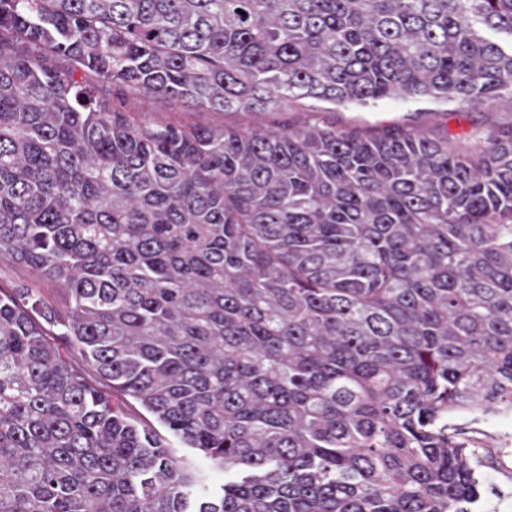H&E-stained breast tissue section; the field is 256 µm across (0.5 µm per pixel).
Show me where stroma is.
<instances>
[{"label": "stroma", "instance_id": "obj_1", "mask_svg": "<svg viewBox=\"0 0 512 512\" xmlns=\"http://www.w3.org/2000/svg\"><path fill=\"white\" fill-rule=\"evenodd\" d=\"M103 91L122 102L138 118L186 125L243 127L257 123H294L312 117L340 127L355 125L372 131L394 125L427 131L445 127L453 134L481 136L490 130L512 128V109L493 106L461 108L453 103L389 100L366 106H333L307 101L259 116L250 112H210L190 103L134 94L115 85L104 86ZM448 426L460 440L477 448L476 468L487 490L485 512H512V447L506 444L512 436V411L502 409L478 421L457 413L449 417Z\"/></svg>", "mask_w": 512, "mask_h": 512}]
</instances>
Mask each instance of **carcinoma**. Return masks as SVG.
<instances>
[{
    "instance_id": "1",
    "label": "carcinoma",
    "mask_w": 512,
    "mask_h": 512,
    "mask_svg": "<svg viewBox=\"0 0 512 512\" xmlns=\"http://www.w3.org/2000/svg\"><path fill=\"white\" fill-rule=\"evenodd\" d=\"M100 83L512 109V0H0V257L68 297L0 289V512H477L448 416L512 408V128ZM101 90L112 99L122 102L125 109L134 112L138 118L186 125L243 127L257 123H294L312 117L336 123L340 127L355 125L372 131L394 125L427 131L445 127L451 134L465 133L469 136H483L489 130H507L512 126V109L493 106L459 108L454 103L389 100L376 105L333 106L306 101L303 105L256 115L250 112H210L191 103L146 97L115 85L103 86Z\"/></svg>"
}]
</instances>
